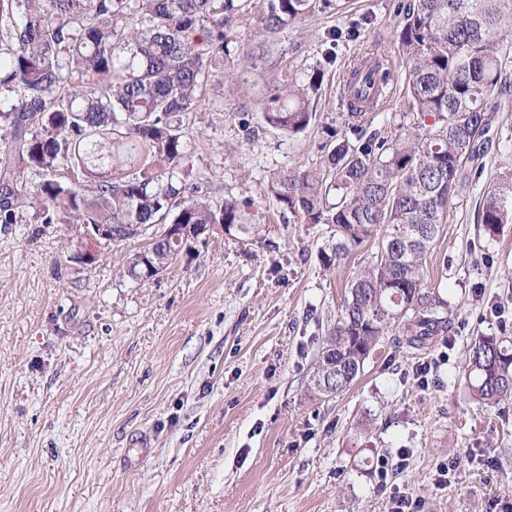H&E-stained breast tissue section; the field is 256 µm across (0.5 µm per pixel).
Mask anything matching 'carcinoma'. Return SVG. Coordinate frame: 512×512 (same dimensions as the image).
<instances>
[{
  "instance_id": "obj_1",
  "label": "carcinoma",
  "mask_w": 512,
  "mask_h": 512,
  "mask_svg": "<svg viewBox=\"0 0 512 512\" xmlns=\"http://www.w3.org/2000/svg\"><path fill=\"white\" fill-rule=\"evenodd\" d=\"M339 0H0V223L31 208L42 224H136L117 245L157 227L144 248L163 272L193 251L165 246L166 224H224L249 234L245 204L210 200V175L194 168L184 117L203 88H225L247 137V82L240 61L254 59L252 17L261 45ZM398 52L408 71V108L390 136H364V112H344L343 133L326 127L320 167L270 173L267 191L301 224L331 226L321 249L330 267L374 235L375 261L359 268L310 378L316 397L340 394L394 327L408 346L449 332L444 302L427 291L424 260L450 200L469 183L487 141L496 93L509 92L512 0H411ZM325 73H290L260 102L264 125L287 136L317 120ZM344 77L362 83L361 103L386 99L392 63L379 44L352 59ZM354 134L352 140L349 134ZM512 223V178L488 190L481 224ZM141 253L125 261L141 280ZM465 377L482 406L512 398V338L480 336Z\"/></svg>"
}]
</instances>
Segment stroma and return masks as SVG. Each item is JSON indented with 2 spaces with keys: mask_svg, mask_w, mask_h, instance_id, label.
I'll list each match as a JSON object with an SVG mask.
<instances>
[{
  "mask_svg": "<svg viewBox=\"0 0 512 512\" xmlns=\"http://www.w3.org/2000/svg\"><path fill=\"white\" fill-rule=\"evenodd\" d=\"M409 2L350 0L284 30L249 68L254 119L280 75L324 69L317 120L296 137L247 140L224 95L204 89L185 122L194 166L213 174L214 201L251 200L256 232L213 236L137 285L125 260L149 233L106 248L28 212L0 223V512H388L399 491L415 512L512 503V400L478 406L464 376L472 341L512 336V224L491 234L476 220L489 187L512 177V94L425 260L449 336L415 350L390 330L339 395L312 397L309 376L378 240L324 267L329 226L298 223L266 189L271 170L319 166L362 43L399 62L397 7ZM330 29L344 34L331 61ZM403 448L405 466L379 478L378 459L394 464Z\"/></svg>",
  "mask_w": 512,
  "mask_h": 512,
  "instance_id": "obj_1",
  "label": "stroma"
}]
</instances>
